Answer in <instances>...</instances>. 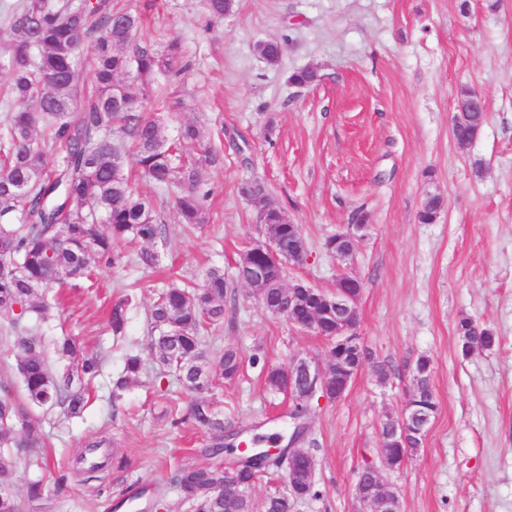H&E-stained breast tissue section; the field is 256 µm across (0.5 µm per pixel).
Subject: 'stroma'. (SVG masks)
Returning a JSON list of instances; mask_svg holds the SVG:
<instances>
[{
    "mask_svg": "<svg viewBox=\"0 0 512 512\" xmlns=\"http://www.w3.org/2000/svg\"><path fill=\"white\" fill-rule=\"evenodd\" d=\"M116 3L142 15L140 43L160 52L167 39L181 41L183 71L154 76L144 113L170 141L184 124L202 126L218 156L202 165L208 222L187 229L171 194L155 193L158 269L131 261L99 268L94 285H64L62 304L47 310V353L59 337L74 336L101 350L103 366L82 417L41 412L43 460L13 477L23 512H151L158 486L169 512H187L171 478L202 462L213 436L189 422L173 425L170 411L195 401L222 408L262 447H287L288 399L268 392L259 369L189 391L150 365L149 310L168 273L199 284L213 267L233 285L224 328L207 337L209 347L233 344L271 365L298 354L326 358L321 338L269 314L233 280L243 245L265 238L257 206L237 193L255 177L302 228L307 257L290 278L327 291L346 271L363 284L360 333L371 359L343 399L313 408L307 449L319 495L295 512H356L357 474L377 462L379 426L405 405L408 367L421 355L432 361L438 412L418 453L385 475L403 512H512V0H236L216 22L206 0ZM269 38L283 45L275 66L256 50ZM303 68L317 81L290 84ZM465 90L482 94L486 121L463 148L451 124ZM174 92L189 109L164 107ZM431 196L444 207L424 224L419 213ZM361 216L367 226L349 259L324 249ZM126 293L137 303L116 338L106 306ZM463 316L491 328L498 344L463 355ZM130 353L147 368L116 400L112 380ZM379 363L389 367L387 380L376 375ZM99 434L126 464L88 481L76 459ZM37 480L44 497L28 501L27 485Z\"/></svg>",
    "mask_w": 512,
    "mask_h": 512,
    "instance_id": "35a3bbf8",
    "label": "stroma"
}]
</instances>
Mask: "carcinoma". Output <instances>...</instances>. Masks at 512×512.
<instances>
[{
  "mask_svg": "<svg viewBox=\"0 0 512 512\" xmlns=\"http://www.w3.org/2000/svg\"><path fill=\"white\" fill-rule=\"evenodd\" d=\"M207 7L211 20L218 21L233 3L207 0ZM141 25L138 13L116 8L112 0H15L0 35V66L9 74V97L15 106L10 137L0 145V314L9 320L10 334L3 343L15 357L25 399L19 403L8 392L0 395V447L17 449L13 464L0 460V512H20L12 491L14 469L31 464L24 449L44 445L41 421L33 418L32 410L62 407L72 417L82 416L90 398L88 385L102 368L99 353L86 350L69 336L58 342L55 365H50L38 321L53 299V288L90 278L91 251L106 267L125 264L120 250L124 242L141 244L136 252L138 266L158 265V254L148 244L160 237L161 227L151 198L136 189L132 175L154 189L172 192L181 223L191 229L207 223L209 193L202 188L199 165L182 155L179 147L201 144L203 130L186 124L177 141L167 143L156 123L144 116L141 100L119 80L127 76L147 86L156 73L175 67L181 58L176 39L167 42L162 54L135 43ZM85 42L93 45L91 90L80 85L77 74L78 52ZM256 49L268 65L279 64L281 42L264 40ZM317 78L315 70L304 68L292 72L289 82L308 86ZM457 106L468 111L462 135H476L485 112L470 102L467 91ZM128 156L131 172L126 170ZM238 193L245 201L261 205L266 239L277 243L279 260L271 259L262 243H249L239 255L237 280L245 285L263 280L265 288L258 299L274 316L281 317L289 309L300 320L319 313L329 356H353V347L332 336L336 309L317 298L288 300V252L297 247L298 228L272 202L263 181H244ZM442 208L441 197L428 198L420 221L434 222ZM227 288L224 269L216 267L207 272L199 288L172 281L158 295L150 310V349L161 375H172L194 391L240 376L244 361L236 347L227 345L212 352L204 348L205 335L224 326ZM132 302L126 294L112 304L113 335L124 333ZM456 332L460 342H473L480 351L497 343L490 328L478 326L468 316L458 320ZM142 368L140 356L126 357L123 370L112 380V399L121 398ZM415 369L424 378L416 385L413 403L434 415L438 403L425 380L433 371L431 359L419 356ZM261 370L271 392H287L288 377L282 367L264 365ZM187 418L214 435V443L203 449L208 461L183 467L172 478L188 512H257L254 499L243 489L271 475L284 478L287 491L268 497L263 512H293L298 501L319 494L314 482L305 478L309 452L290 472L281 471L276 462L234 471L231 466L238 458L220 460L224 411L199 401L190 406L188 417L176 418L174 423ZM108 446L105 437L89 442L88 455L78 459L81 471L91 475L102 471L111 455L106 453L98 461L88 456Z\"/></svg>",
  "mask_w": 512,
  "mask_h": 512,
  "instance_id": "carcinoma-1",
  "label": "carcinoma"
}]
</instances>
